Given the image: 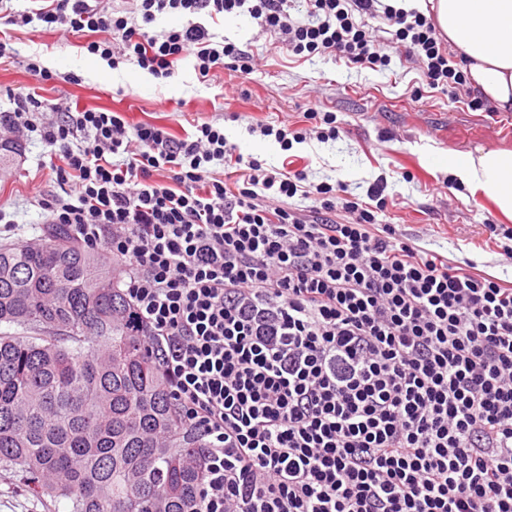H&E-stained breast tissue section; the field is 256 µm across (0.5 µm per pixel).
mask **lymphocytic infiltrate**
<instances>
[{"label": "lymphocytic infiltrate", "mask_w": 512, "mask_h": 512, "mask_svg": "<svg viewBox=\"0 0 512 512\" xmlns=\"http://www.w3.org/2000/svg\"><path fill=\"white\" fill-rule=\"evenodd\" d=\"M287 3L140 0L134 23L97 0H0V16L86 38L109 65L157 78L189 56L203 81L227 60L253 72L256 59L193 24L160 37L147 25L244 10L293 54L374 70L391 62L379 27L392 23L430 85L463 81L425 16L306 0L302 20ZM14 104L0 142L35 132L57 157L60 193L37 207L125 266L127 323L206 445L192 512H512V288L378 223L384 179L362 203L343 184L267 171L220 126L176 140L35 91ZM226 164L248 170L233 201L215 171ZM297 196L308 207L291 206Z\"/></svg>", "instance_id": "f902f5d3"}]
</instances>
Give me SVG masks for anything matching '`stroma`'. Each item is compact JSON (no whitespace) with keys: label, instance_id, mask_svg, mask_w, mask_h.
Listing matches in <instances>:
<instances>
[{"label":"stroma","instance_id":"stroma-1","mask_svg":"<svg viewBox=\"0 0 512 512\" xmlns=\"http://www.w3.org/2000/svg\"><path fill=\"white\" fill-rule=\"evenodd\" d=\"M194 20L214 39L251 45L254 71L220 68L203 83L187 58L166 79L130 62L114 69L87 51L85 39L60 37L35 22L12 29L17 55L0 63V112L13 110L14 95L37 85L44 100L65 98L82 108L120 112L130 125L151 124L175 139L193 135L204 122L221 125L229 141L267 166L306 172L314 183L343 182L362 202L370 183L386 176L391 202L380 215L383 223L400 225L421 247L468 263L473 275H491L512 288V264L503 263L499 247L482 230L502 223V216L485 193L470 191L439 163L451 153L512 150V138L492 136L490 113L470 108V86L430 88L402 52L377 71L331 55L306 60L261 32L244 11H204ZM31 59L52 72L51 81L36 82L27 68ZM313 112L335 113L336 140L311 139L285 151L274 137L247 132L257 122L308 128ZM19 147L15 164L0 170V211L17 225L13 231L0 228V244H41L42 218L31 200L56 190L50 152L36 138L20 139ZM0 512H70V506L61 497L33 495L22 472L1 468Z\"/></svg>","mask_w":512,"mask_h":512}]
</instances>
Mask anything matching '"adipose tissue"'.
Masks as SVG:
<instances>
[{"mask_svg": "<svg viewBox=\"0 0 512 512\" xmlns=\"http://www.w3.org/2000/svg\"><path fill=\"white\" fill-rule=\"evenodd\" d=\"M395 10L433 16L465 63L471 88L503 112L512 111V0H389ZM450 172L489 195L512 216V150L452 155Z\"/></svg>", "mask_w": 512, "mask_h": 512, "instance_id": "1", "label": "adipose tissue"}]
</instances>
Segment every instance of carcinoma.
<instances>
[{"instance_id":"obj_1","label":"carcinoma","mask_w":512,"mask_h":512,"mask_svg":"<svg viewBox=\"0 0 512 512\" xmlns=\"http://www.w3.org/2000/svg\"><path fill=\"white\" fill-rule=\"evenodd\" d=\"M0 245V467L73 512H191L201 443L144 337L125 325L121 270L58 225Z\"/></svg>"}]
</instances>
